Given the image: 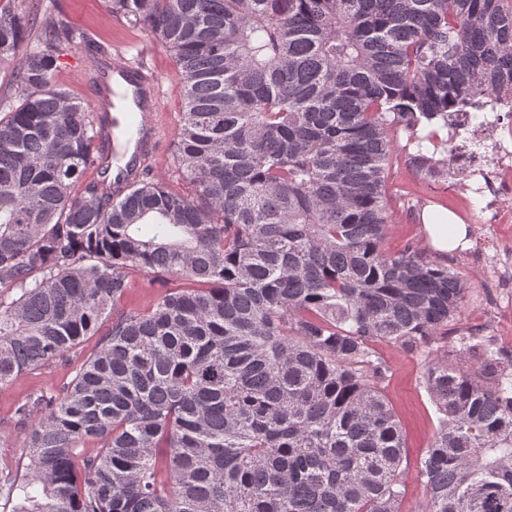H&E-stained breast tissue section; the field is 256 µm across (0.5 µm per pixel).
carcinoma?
I'll return each mask as SVG.
<instances>
[{
	"instance_id": "obj_1",
	"label": "carcinoma",
	"mask_w": 512,
	"mask_h": 512,
	"mask_svg": "<svg viewBox=\"0 0 512 512\" xmlns=\"http://www.w3.org/2000/svg\"><path fill=\"white\" fill-rule=\"evenodd\" d=\"M106 3L174 53L188 193L149 173L116 200L74 191L108 171L102 132L125 135L111 101L97 118L55 82L90 36L61 21L32 40L0 9V385L74 372L15 409L29 465L0 474L11 512H402L379 341L427 350L442 414L418 512H512V347L475 327L454 338L475 375L433 357L467 280L383 248L398 134L446 177L432 126L512 103V0ZM134 271L184 284L125 310Z\"/></svg>"
}]
</instances>
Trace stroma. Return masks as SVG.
<instances>
[{
  "label": "stroma",
  "instance_id": "1",
  "mask_svg": "<svg viewBox=\"0 0 512 512\" xmlns=\"http://www.w3.org/2000/svg\"><path fill=\"white\" fill-rule=\"evenodd\" d=\"M12 9L34 22L32 36L53 28L58 21L87 31L94 46L107 56L147 63L158 75L162 97L160 109L168 125V140L176 142L181 112L182 85L172 52L148 30L134 28L112 17L105 0H13ZM91 49L75 46L60 57L55 80L76 97L89 99L84 74L93 73ZM416 146L397 149L389 167L388 204L392 215L384 242L386 251L397 252L407 244H422L421 213L430 206H443L468 221V240L461 249L449 252L442 260L464 275L469 282L462 315L451 323L452 335L474 326H485L489 335L512 344V293L500 304L489 305L490 293L484 279L482 257L491 253L495 242L512 241V224H485L481 221L486 200L473 198L463 204L448 191L447 181L428 182L416 176L409 156ZM132 286L122 301L123 308L145 309L155 304L167 291L178 286L177 278L160 275L155 280L135 272ZM376 349L387 367L381 389L402 421L407 459L404 461L406 494L403 512H416L426 497V487L417 475V462L424 456L439 427V413L422 381L424 357L400 346L381 341ZM72 368L61 361L50 363L32 374H25L12 384L0 386V456L11 460L12 472L21 476L29 459L23 446L22 426L14 416L17 404L34 389L55 390L70 380Z\"/></svg>",
  "mask_w": 512,
  "mask_h": 512
}]
</instances>
